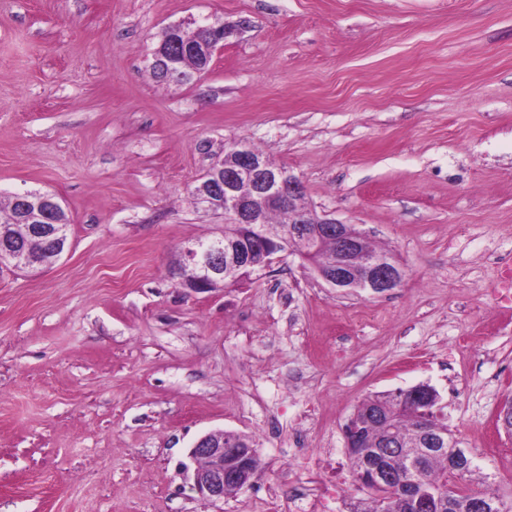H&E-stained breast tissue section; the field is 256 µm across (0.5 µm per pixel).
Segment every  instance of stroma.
Wrapping results in <instances>:
<instances>
[{
	"label": "stroma",
	"mask_w": 512,
	"mask_h": 512,
	"mask_svg": "<svg viewBox=\"0 0 512 512\" xmlns=\"http://www.w3.org/2000/svg\"><path fill=\"white\" fill-rule=\"evenodd\" d=\"M195 21L223 50L156 82L163 30ZM233 140L393 252L402 286L341 292L285 254L182 288L179 248L224 230L190 190ZM27 191L60 200L72 247L0 267V512H260L316 471L351 512L344 424L420 383L472 488L512 502V0H0V204ZM216 429L260 467L211 503L188 451Z\"/></svg>",
	"instance_id": "obj_1"
}]
</instances>
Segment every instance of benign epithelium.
<instances>
[{
    "mask_svg": "<svg viewBox=\"0 0 512 512\" xmlns=\"http://www.w3.org/2000/svg\"><path fill=\"white\" fill-rule=\"evenodd\" d=\"M224 48V40L188 43L184 51L199 60L194 73L208 68L214 55ZM193 192L215 211L224 213V223L233 225L231 236L195 242L184 247L179 264L171 271L179 284L194 293H205L224 282L227 270L236 267L241 271L254 272L255 253L265 256V265L283 252L282 241L258 228L263 223L265 211L286 204L291 205L303 192L299 177L285 168L273 166L261 153L236 141L227 144L224 156L216 159L202 176V182ZM22 202L20 228L32 235L50 237L55 248L48 259H41L8 247L0 249V265L15 267L48 268L56 264L70 250L71 244L61 224H48V214L59 206L50 193L25 192L17 195ZM294 224L291 233L303 235L314 245L326 236H334L339 243L336 263L319 267L318 276L333 288H351L373 295L385 294L403 283L404 266L391 253L364 258L357 277L350 275L348 258L358 252V242L365 234L345 227L332 218L319 217L310 211L299 210L292 214ZM231 433L211 431L202 436L190 449L189 456L196 463L193 471V489L204 499L217 502L224 499L228 488L241 489L250 485L259 466L254 450L238 455V459L225 464V456L237 455V449L229 447L225 440ZM425 447L412 454L411 467L419 466L425 458L435 454H448V461L470 465L473 456L466 448L447 447V442L424 433ZM395 481V473L389 456L380 452H367L364 465L356 475V484L381 496ZM408 499L415 512H441L446 507L447 489L429 490L418 481H405Z\"/></svg>",
    "mask_w": 512,
    "mask_h": 512,
    "instance_id": "7a95c632",
    "label": "benign epithelium"
}]
</instances>
